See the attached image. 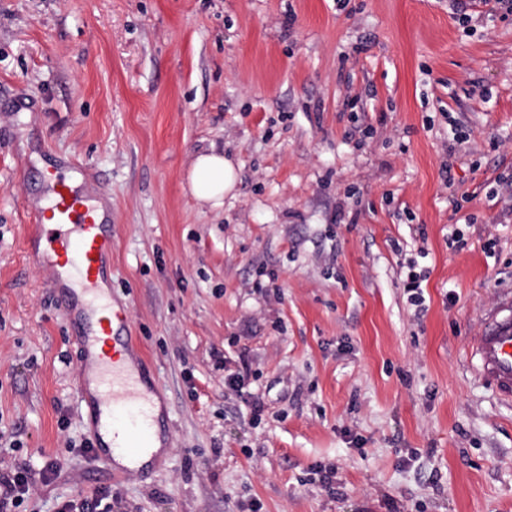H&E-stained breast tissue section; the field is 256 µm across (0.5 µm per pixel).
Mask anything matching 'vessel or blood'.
<instances>
[{
    "instance_id": "1",
    "label": "vessel or blood",
    "mask_w": 512,
    "mask_h": 512,
    "mask_svg": "<svg viewBox=\"0 0 512 512\" xmlns=\"http://www.w3.org/2000/svg\"><path fill=\"white\" fill-rule=\"evenodd\" d=\"M52 198L31 213L32 245L38 246L52 283L64 296L66 321L80 368L72 387L84 406L92 453L104 463L114 455L138 458L155 440L154 384L142 372L125 307L100 286L112 255V234L97 208L65 176L51 174ZM471 368L512 403V297L489 311L469 342Z\"/></svg>"
}]
</instances>
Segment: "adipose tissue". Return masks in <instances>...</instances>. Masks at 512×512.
I'll return each mask as SVG.
<instances>
[{"label":"adipose tissue","mask_w":512,"mask_h":512,"mask_svg":"<svg viewBox=\"0 0 512 512\" xmlns=\"http://www.w3.org/2000/svg\"><path fill=\"white\" fill-rule=\"evenodd\" d=\"M237 181V166L215 151L196 156L187 176L192 196L215 208L222 206L225 196L235 190Z\"/></svg>","instance_id":"obj_1"}]
</instances>
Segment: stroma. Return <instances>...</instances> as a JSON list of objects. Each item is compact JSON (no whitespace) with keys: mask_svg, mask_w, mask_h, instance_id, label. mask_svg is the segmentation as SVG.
<instances>
[{"mask_svg":"<svg viewBox=\"0 0 512 512\" xmlns=\"http://www.w3.org/2000/svg\"><path fill=\"white\" fill-rule=\"evenodd\" d=\"M211 150L239 168L217 208L187 185ZM72 159L171 443L130 476L82 449L71 330L26 245ZM508 290L512 15L492 0H0L15 512L105 491L119 512H512V405L468 348Z\"/></svg>","mask_w":512,"mask_h":512,"instance_id":"35a3bbf8","label":"stroma"}]
</instances>
